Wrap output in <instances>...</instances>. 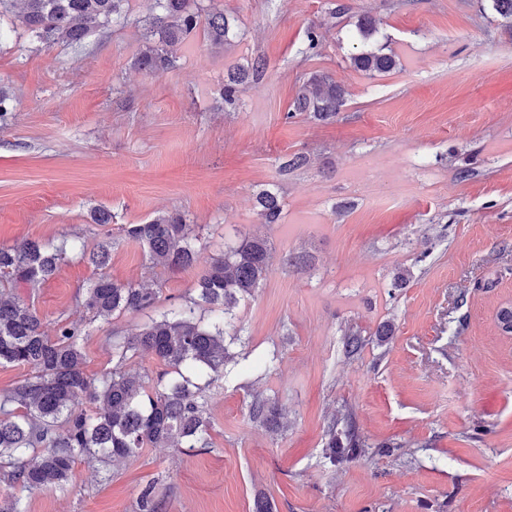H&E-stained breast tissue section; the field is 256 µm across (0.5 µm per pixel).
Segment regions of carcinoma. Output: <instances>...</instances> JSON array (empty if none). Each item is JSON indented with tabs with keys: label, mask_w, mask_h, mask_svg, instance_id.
Segmentation results:
<instances>
[{
	"label": "carcinoma",
	"mask_w": 512,
	"mask_h": 512,
	"mask_svg": "<svg viewBox=\"0 0 512 512\" xmlns=\"http://www.w3.org/2000/svg\"><path fill=\"white\" fill-rule=\"evenodd\" d=\"M21 25L49 46L58 40L80 42L91 27L119 25L128 18V0H0V11L16 2ZM156 14L146 28L134 65L152 72L176 66L187 41L203 27L211 46L222 48L238 36L214 0H155ZM353 67L368 75L397 66L391 53L362 51ZM246 72L229 76L224 104L236 103V86ZM345 91L331 77L313 73L301 86L285 119L307 112L318 121H333L344 105ZM263 224H277L283 203L275 191L255 196ZM124 238L147 248L154 266L185 270L199 261L193 225L179 213L159 214L143 224H125ZM72 250L99 270L112 259V239L104 235L93 246ZM67 258V245L24 240L0 247V366L23 365L31 375L0 396V468L16 486L31 492L65 489L74 484L77 457L102 463L138 456L148 447L207 448L213 428L208 412L210 386L237 363L225 336L236 330L235 310L254 296L265 280L274 255L265 238L244 235L209 257L192 293L133 336H112V367L98 376L84 370L81 326L61 320L55 337L44 329L38 311L7 292L24 284L37 288L53 278ZM158 292L133 282L118 283L100 273L86 288L83 307L92 320L154 307ZM364 340L344 333L343 348L351 357ZM149 353L165 366L154 375L130 369L132 360ZM95 409L89 410L86 404ZM250 419L276 432L283 428L278 405L254 397ZM367 444L351 415L331 417L326 424L322 462L334 467L365 454ZM136 512H162L155 485L139 491Z\"/></svg>",
	"instance_id": "carcinoma-1"
}]
</instances>
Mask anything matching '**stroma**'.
<instances>
[{
	"label": "stroma",
	"mask_w": 512,
	"mask_h": 512,
	"mask_svg": "<svg viewBox=\"0 0 512 512\" xmlns=\"http://www.w3.org/2000/svg\"><path fill=\"white\" fill-rule=\"evenodd\" d=\"M336 2L217 0L240 38L218 50L196 36L156 74L133 65L152 0H129L127 23L79 44L43 45L0 14V90L15 105L0 126V247L110 234L106 275L159 301L92 320L80 301L97 272L72 255L16 295L47 333L62 318L81 325L85 371L100 374L113 334L137 333L206 268L151 266L121 225L183 213L204 259L240 235L270 241L273 263L236 310L232 349L277 358L267 374L239 368L211 386L208 448H146L95 485L99 464L84 459L66 490L0 482V498L19 497L24 512H135L151 482L163 512H252L258 498L273 512H512V334L497 320L512 306V21L493 0H344L339 16ZM361 15L375 22L371 44L397 55L393 70L353 68ZM312 27L322 42L306 58ZM259 56L266 70L225 105L228 70ZM316 72L344 88L339 117L286 119ZM298 151L309 164L282 173ZM266 188L281 192L280 223L256 214ZM98 209L113 222L94 224ZM404 268L411 278L394 287ZM349 329L365 340L354 359L342 351ZM256 394L278 402L286 431L250 420ZM347 413L369 451L324 468V425ZM383 443L394 454L375 453Z\"/></svg>",
	"instance_id": "35a3bbf8"
}]
</instances>
